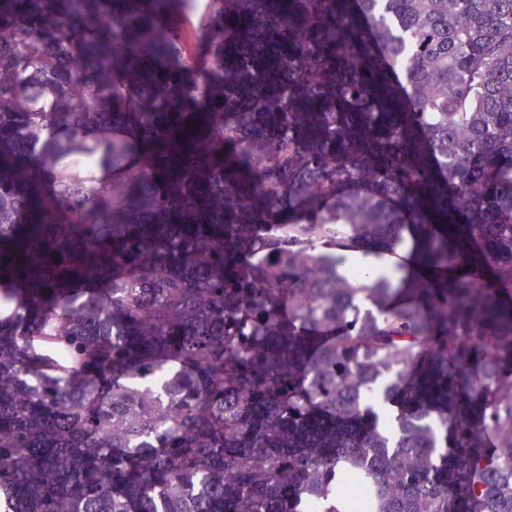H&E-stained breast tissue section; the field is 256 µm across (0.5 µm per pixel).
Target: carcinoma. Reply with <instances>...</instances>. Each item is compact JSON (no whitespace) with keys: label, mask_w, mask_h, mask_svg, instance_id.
<instances>
[{"label":"carcinoma","mask_w":512,"mask_h":512,"mask_svg":"<svg viewBox=\"0 0 512 512\" xmlns=\"http://www.w3.org/2000/svg\"><path fill=\"white\" fill-rule=\"evenodd\" d=\"M163 2L0 0V256L36 206L68 284L0 271V512H340L351 480L366 512H512V0H237L256 51L188 110L187 0ZM141 134L205 169L138 159ZM436 175L491 280H432L461 262L414 199ZM405 224L412 278L343 269Z\"/></svg>","instance_id":"1"}]
</instances>
